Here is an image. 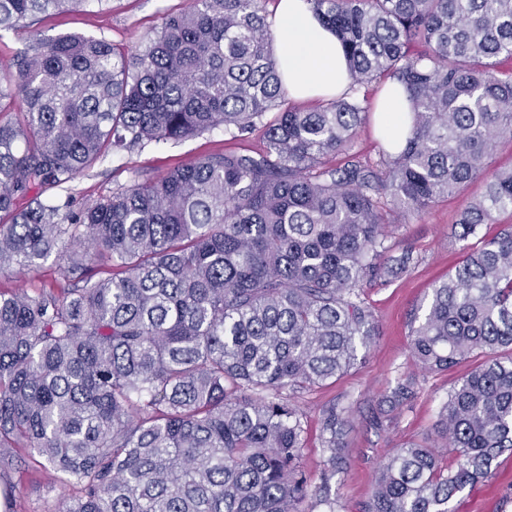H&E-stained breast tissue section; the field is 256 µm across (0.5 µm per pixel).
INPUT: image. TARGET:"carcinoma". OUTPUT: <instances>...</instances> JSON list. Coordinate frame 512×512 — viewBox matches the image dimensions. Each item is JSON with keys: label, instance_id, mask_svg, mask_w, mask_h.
Masks as SVG:
<instances>
[{"label": "carcinoma", "instance_id": "carcinoma-1", "mask_svg": "<svg viewBox=\"0 0 512 512\" xmlns=\"http://www.w3.org/2000/svg\"><path fill=\"white\" fill-rule=\"evenodd\" d=\"M105 0H0V30ZM265 0H192L131 53L82 33L36 37L0 85V269L48 261L61 281L0 292V476L28 448L78 495L58 512H309L306 427L282 396L357 365L377 326L364 285L406 273L387 211L419 213L471 182L467 239L512 210V0H307L339 38L350 92L285 105ZM418 44L421 51H413ZM397 82L411 127L381 164L351 152L365 85ZM277 110L276 117L263 122ZM264 124L265 148L224 152L76 202L60 192L112 152ZM343 155L333 167L328 159ZM108 275L96 276V260ZM426 371L469 363L437 436L379 466L362 512H449L512 451V225L434 285L410 324ZM415 394L397 382L384 402ZM324 411V472L347 459Z\"/></svg>", "mask_w": 512, "mask_h": 512}]
</instances>
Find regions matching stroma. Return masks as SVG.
<instances>
[{
    "mask_svg": "<svg viewBox=\"0 0 512 512\" xmlns=\"http://www.w3.org/2000/svg\"><path fill=\"white\" fill-rule=\"evenodd\" d=\"M189 5L190 0H105L102 8L80 16L68 12L46 15L29 28L0 30V65H6L38 35L101 34L116 51H131L160 27L165 15L180 12ZM263 147L264 135L259 129L242 139L217 128L183 141L152 144L108 157L73 182V194L78 202L84 203L136 181L157 179L176 165L214 153L258 151ZM482 191L483 184L477 180L423 213L395 216L386 243L392 252L412 253L415 263L392 283L365 286L363 297L373 312L377 336L355 369L336 382L296 397L306 414L307 447L302 463L311 476L312 488H319L322 483L319 434L324 410L336 406L347 419V461L328 484L330 497L337 501V512H361L372 495L382 460L405 443L433 435L442 401L466 371L462 364L436 373L421 369L410 356V322L417 308L428 301L435 282L454 270L481 239L493 237L502 226L512 224V212L505 211L496 223L483 225L477 236L459 239L456 220ZM406 377L415 384V396L382 415L380 424H371L370 415L381 397L395 387L398 379ZM19 455L25 458V466L8 476L15 512H55L65 487L52 472L29 459L27 449H20ZM449 508L451 512H512V452L499 457L491 476L458 494Z\"/></svg>",
    "mask_w": 512,
    "mask_h": 512,
    "instance_id": "35a3bbf8",
    "label": "stroma"
}]
</instances>
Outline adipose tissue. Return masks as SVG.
<instances>
[{
  "label": "adipose tissue",
  "instance_id": "adipose-tissue-1",
  "mask_svg": "<svg viewBox=\"0 0 512 512\" xmlns=\"http://www.w3.org/2000/svg\"><path fill=\"white\" fill-rule=\"evenodd\" d=\"M272 29L282 83L290 98L327 100L348 92L350 77L341 44L309 10L306 0H278ZM375 113L380 139L404 144L409 108L397 83H387L376 100Z\"/></svg>",
  "mask_w": 512,
  "mask_h": 512
}]
</instances>
